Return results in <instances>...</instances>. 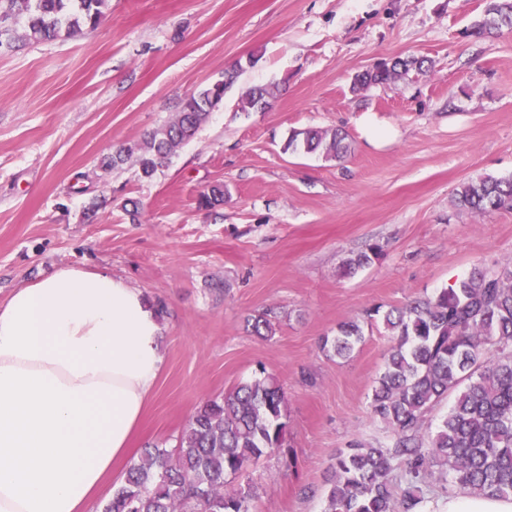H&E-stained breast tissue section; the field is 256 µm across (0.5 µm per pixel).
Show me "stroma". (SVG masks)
Here are the masks:
<instances>
[{"label": "stroma", "instance_id": "1", "mask_svg": "<svg viewBox=\"0 0 512 512\" xmlns=\"http://www.w3.org/2000/svg\"><path fill=\"white\" fill-rule=\"evenodd\" d=\"M485 0H112L70 39L0 54V302L56 270L106 271L163 317L164 367L131 459L172 448L205 400L265 367L288 412L282 448L249 466L259 512H324L336 456L388 444L370 407L393 339L367 310L435 295L482 259L512 258V209L454 204L512 176V32L479 38ZM241 86L277 84L263 112L238 89L153 179L97 177L99 157L174 115L249 55ZM429 73L353 92L394 57ZM339 129L348 153L285 152L292 131ZM223 206L201 194L214 183ZM139 204L137 215L123 208ZM100 207L93 220L85 212ZM369 266L346 262L369 245ZM268 313L273 333L251 335ZM355 320L347 357L321 347Z\"/></svg>", "mask_w": 512, "mask_h": 512}]
</instances>
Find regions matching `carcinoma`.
Masks as SVG:
<instances>
[{"mask_svg": "<svg viewBox=\"0 0 512 512\" xmlns=\"http://www.w3.org/2000/svg\"><path fill=\"white\" fill-rule=\"evenodd\" d=\"M110 0H0V49L76 37L95 30ZM512 31V0H486L475 22L478 35ZM258 57L224 69L223 79L188 95L171 119L140 140L102 156L99 169L127 164L151 178L224 105L226 94ZM430 70L425 58L382 62L355 76L352 90L394 81L411 71ZM276 86L242 89L238 109L270 106ZM285 150L336 159L348 151L337 130L292 132ZM205 208L224 204V184L200 198ZM455 205L472 213L512 208V176H484L464 183ZM380 247L372 245L350 260L348 271L368 265ZM395 336L373 390V413L387 425L388 445L351 448L336 457L328 479L325 512H418L423 485L436 466L448 467V487L476 496H512V260L482 263L436 295L380 313ZM361 325L350 321L322 348L339 357L362 342ZM448 413L432 435L422 432L425 415L451 392ZM288 435L285 395L266 375L238 384L197 407L175 448H151L127 468L101 512H255L257 488L227 493L226 484L261 457L282 447Z\"/></svg>", "mask_w": 512, "mask_h": 512, "instance_id": "obj_1", "label": "carcinoma"}]
</instances>
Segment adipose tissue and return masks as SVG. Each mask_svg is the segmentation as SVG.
<instances>
[{"instance_id": "obj_1", "label": "adipose tissue", "mask_w": 512, "mask_h": 512, "mask_svg": "<svg viewBox=\"0 0 512 512\" xmlns=\"http://www.w3.org/2000/svg\"><path fill=\"white\" fill-rule=\"evenodd\" d=\"M143 293L66 267L0 304V512H91L164 364Z\"/></svg>"}]
</instances>
